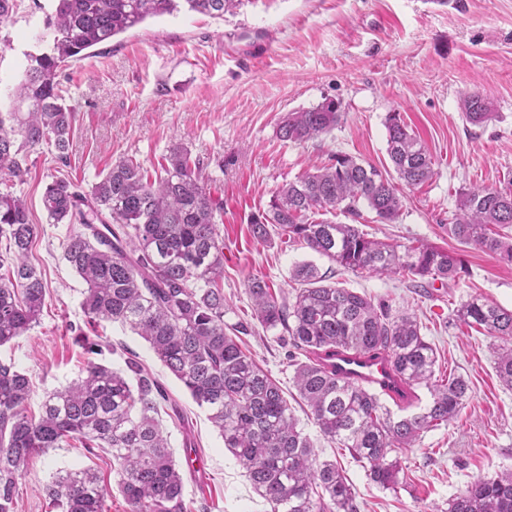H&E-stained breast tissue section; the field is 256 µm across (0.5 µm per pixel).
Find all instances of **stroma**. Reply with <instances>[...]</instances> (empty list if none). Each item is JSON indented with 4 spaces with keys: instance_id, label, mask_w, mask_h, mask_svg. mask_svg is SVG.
<instances>
[{
    "instance_id": "stroma-1",
    "label": "stroma",
    "mask_w": 512,
    "mask_h": 512,
    "mask_svg": "<svg viewBox=\"0 0 512 512\" xmlns=\"http://www.w3.org/2000/svg\"><path fill=\"white\" fill-rule=\"evenodd\" d=\"M57 5L15 0L0 22V113L18 110L16 89L29 55L53 41ZM60 80L74 110L65 169L81 187L126 157L154 168L176 144L200 159L212 194L224 201V322L244 326V348L278 382L319 460L342 469L360 512H448L449 500L474 481L512 471V389L496 373L498 342L457 317L475 297L512 309V265L460 245L448 232L461 191L500 187L512 178V0H243L221 18L183 8L115 36L96 56L71 61ZM467 92L487 98L495 120L466 123L461 98ZM327 99L340 101L343 111L329 134L302 144L278 138L284 113ZM392 112L425 143L435 175L402 187L396 223L367 211L359 227L372 238L458 253L464 273L422 284L400 273H354L278 234L253 237L251 221L277 188L332 156L390 168ZM59 169L41 148L30 152L20 176L0 170V190L21 196L38 226L29 260L47 283L37 324L0 347V359L31 381L29 411L38 412L46 395L78 377L90 358L81 336L97 338L104 349L96 362L121 371L135 359L164 387L168 401L159 420L182 467L187 512H267L207 411L149 344L122 324L88 323L81 308L87 285L63 258L76 227L50 223L42 205ZM301 262L391 314L416 316L437 351V376L461 375L470 383L456 418L398 453L400 472L391 487L371 481L361 463L322 435L294 386L290 344L254 316L248 282L262 278L276 298H294L291 272ZM83 468L108 480L107 512H126L107 453L88 454L75 441L29 459L16 479L15 512H52L45 485L58 471Z\"/></svg>"
}]
</instances>
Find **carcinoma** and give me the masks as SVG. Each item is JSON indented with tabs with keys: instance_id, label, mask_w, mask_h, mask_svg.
I'll return each mask as SVG.
<instances>
[{
	"instance_id": "carcinoma-1",
	"label": "carcinoma",
	"mask_w": 512,
	"mask_h": 512,
	"mask_svg": "<svg viewBox=\"0 0 512 512\" xmlns=\"http://www.w3.org/2000/svg\"><path fill=\"white\" fill-rule=\"evenodd\" d=\"M188 8L213 17L234 13L242 0H59L49 51L30 57L20 96L32 103L27 117L0 115V168L18 176L25 151L46 146L68 165L73 113L64 102L59 75L70 59L108 43L149 17ZM473 126L495 119L478 93L461 100ZM342 118L341 104L324 101L281 117L277 134L303 143L330 133ZM387 154L409 186L429 182L434 160L422 140L389 113ZM42 205L52 224H77L64 260L87 283L82 302L88 323L119 322L149 343L179 380L246 471L269 512H360L352 485L333 461L318 460L298 429L282 389L256 365L224 323V240L218 230L224 202L211 194L202 164L183 145L173 146L149 172L122 159L83 191L69 177L47 185ZM387 224L398 221L403 196L390 175L370 163L338 154L294 181L282 184L264 213L252 222L261 239L270 229L351 271L404 272L421 279L454 280L458 255L430 244L407 247L367 237L355 221L362 209ZM341 212L354 220L325 218ZM323 219H318V216ZM512 186L473 187L460 194L449 232L461 243L512 263ZM37 233L25 201L0 192V346L27 332L43 309L46 283L27 263ZM292 276L303 285L295 301H278L260 278L248 283L254 315L266 330L282 329L304 353L294 384L324 437L346 448L369 478L397 482V459L421 434L453 419L470 395L461 376L435 379L436 355L413 316H393L385 305L350 288L326 282L309 262ZM465 323L502 342L496 372L512 387V309L473 298L458 309ZM345 347L385 351L410 387L425 385L432 402L420 413L394 418L378 394L336 379L319 361L322 351ZM127 371L87 361L68 387L47 396L39 415L28 414L30 382L14 362L0 360V512H14L16 475L35 454L71 440L89 453L112 456V472L127 512H184V479L155 414L168 400L139 363ZM104 478L91 468L57 472L46 485L60 512H106ZM448 512H512V475L480 480L448 501Z\"/></svg>"
}]
</instances>
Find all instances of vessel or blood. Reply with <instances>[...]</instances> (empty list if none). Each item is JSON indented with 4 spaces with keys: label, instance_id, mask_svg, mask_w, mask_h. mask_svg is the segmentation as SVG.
<instances>
[{
    "label": "vessel or blood",
    "instance_id": "1",
    "mask_svg": "<svg viewBox=\"0 0 512 512\" xmlns=\"http://www.w3.org/2000/svg\"><path fill=\"white\" fill-rule=\"evenodd\" d=\"M323 364L337 379L371 387L403 404L410 397V388L395 372L383 353L362 354L345 348L324 352Z\"/></svg>",
    "mask_w": 512,
    "mask_h": 512
}]
</instances>
